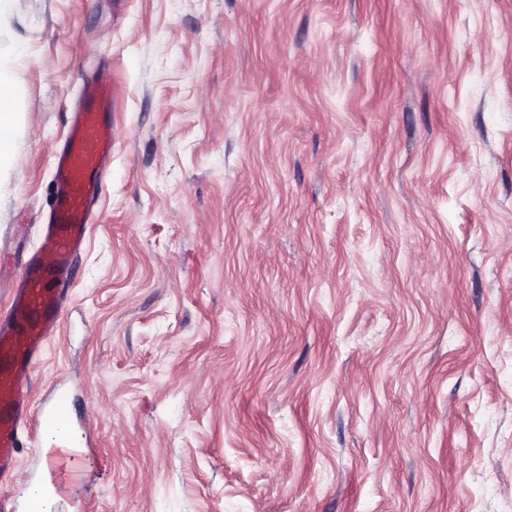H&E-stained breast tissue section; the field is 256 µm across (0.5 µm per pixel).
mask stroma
I'll return each mask as SVG.
<instances>
[{"instance_id":"35a3bbf8","label":"stroma","mask_w":512,"mask_h":512,"mask_svg":"<svg viewBox=\"0 0 512 512\" xmlns=\"http://www.w3.org/2000/svg\"><path fill=\"white\" fill-rule=\"evenodd\" d=\"M15 50L16 260L116 80L32 375L95 431L82 512H512V0H17Z\"/></svg>"}]
</instances>
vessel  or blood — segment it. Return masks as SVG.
<instances>
[{"label":"vessel or blood","instance_id":"1","mask_svg":"<svg viewBox=\"0 0 512 512\" xmlns=\"http://www.w3.org/2000/svg\"><path fill=\"white\" fill-rule=\"evenodd\" d=\"M116 109L114 84L107 74L87 80L53 157L52 204L41 226L38 247L23 263L21 278L8 290L0 315V475L17 465L24 436L41 432L57 438L74 429L75 401L53 386L49 396L31 399V378L43 347L61 327V316L85 248L102 181L112 160ZM55 466L46 453L31 480L33 494L0 498V512H54L63 488L47 481Z\"/></svg>","mask_w":512,"mask_h":512}]
</instances>
